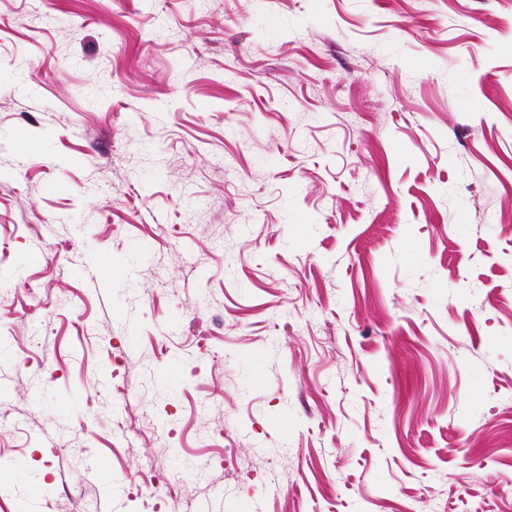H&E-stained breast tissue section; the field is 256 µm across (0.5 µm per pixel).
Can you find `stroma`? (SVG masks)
I'll return each mask as SVG.
<instances>
[{"label": "stroma", "instance_id": "stroma-1", "mask_svg": "<svg viewBox=\"0 0 512 512\" xmlns=\"http://www.w3.org/2000/svg\"><path fill=\"white\" fill-rule=\"evenodd\" d=\"M0 512H512V0H0Z\"/></svg>", "mask_w": 512, "mask_h": 512}]
</instances>
